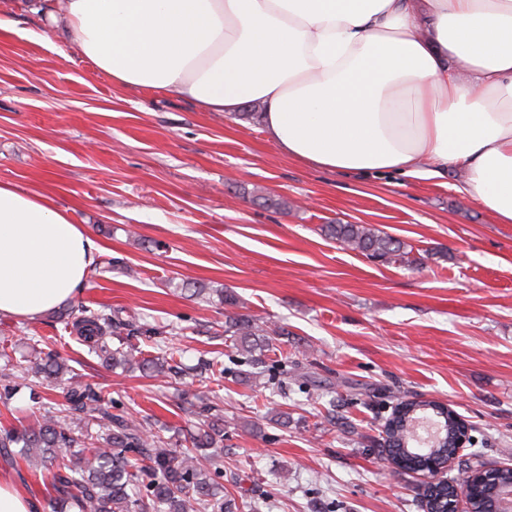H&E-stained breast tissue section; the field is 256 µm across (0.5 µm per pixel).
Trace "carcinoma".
I'll return each mask as SVG.
<instances>
[{
    "label": "carcinoma",
    "instance_id": "cac0c4a2",
    "mask_svg": "<svg viewBox=\"0 0 512 512\" xmlns=\"http://www.w3.org/2000/svg\"><path fill=\"white\" fill-rule=\"evenodd\" d=\"M328 235L346 248L386 263L407 262L405 243L366 224H330ZM65 319L102 362L142 373L178 374L179 351L163 357H145L128 343L112 348V337L140 332L138 318L121 317L83 307L63 309ZM277 331L265 329L248 315L225 316L224 335L235 346L252 352L272 345ZM0 402L8 403L19 384L8 371L11 356L0 350ZM31 371L47 383L67 380L70 387L63 407L52 405L34 422L0 428V458L12 464L20 458L41 472L51 490V512H239L224 497V419L218 406L207 409V419L184 438L186 447L175 450L160 432L146 429L127 416L112 413L102 392L81 382L66 360L49 346L33 348ZM95 413L99 431L91 434L78 419ZM462 421L450 408L430 401L397 399L387 420L386 451L400 470L430 471L456 453ZM512 479V470L495 471L482 485L481 495L466 501L468 512H495L497 484ZM456 488L435 484L428 502L430 512H454Z\"/></svg>",
    "mask_w": 512,
    "mask_h": 512
}]
</instances>
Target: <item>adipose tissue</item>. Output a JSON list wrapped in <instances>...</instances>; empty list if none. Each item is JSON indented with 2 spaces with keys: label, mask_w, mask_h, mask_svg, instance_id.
<instances>
[{
  "label": "adipose tissue",
  "mask_w": 512,
  "mask_h": 512,
  "mask_svg": "<svg viewBox=\"0 0 512 512\" xmlns=\"http://www.w3.org/2000/svg\"><path fill=\"white\" fill-rule=\"evenodd\" d=\"M47 19L114 85L259 103L280 152L315 168L455 169L512 224V0H63ZM100 251L52 196L0 182V316L74 298Z\"/></svg>",
  "instance_id": "1"
}]
</instances>
